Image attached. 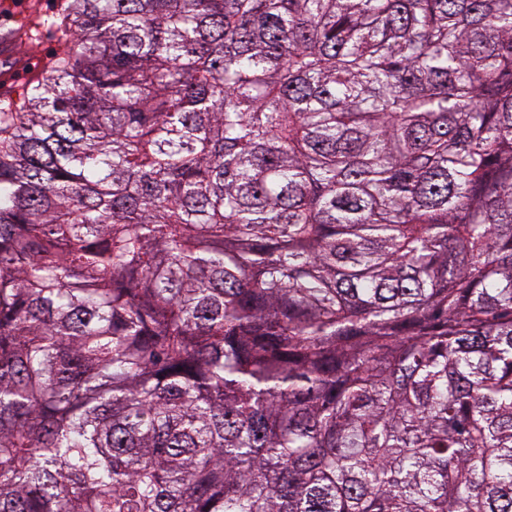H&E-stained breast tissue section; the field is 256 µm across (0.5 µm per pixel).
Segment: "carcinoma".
Masks as SVG:
<instances>
[{
    "mask_svg": "<svg viewBox=\"0 0 512 512\" xmlns=\"http://www.w3.org/2000/svg\"><path fill=\"white\" fill-rule=\"evenodd\" d=\"M0 108V512H512V0H63ZM36 44L31 46L25 39L19 41L20 52L24 55H20V58L30 59L34 57H42L44 64V70L33 78L26 82H21L17 85V97L21 94L32 82L44 73L46 67L51 62L53 57L58 51L59 45L56 36L53 31L48 27L44 26L40 28L36 33ZM39 75V76H38ZM38 76V77H37ZM37 77V78H36ZM36 78V79H35Z\"/></svg>",
    "mask_w": 512,
    "mask_h": 512,
    "instance_id": "1",
    "label": "carcinoma"
}]
</instances>
